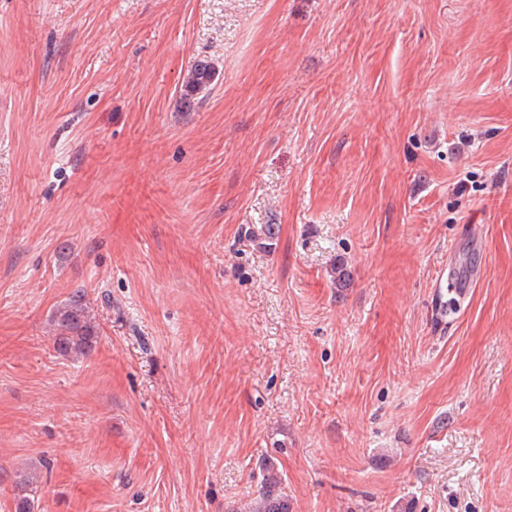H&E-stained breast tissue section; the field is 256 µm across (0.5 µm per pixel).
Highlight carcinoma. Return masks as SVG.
<instances>
[{"label": "carcinoma", "mask_w": 512, "mask_h": 512, "mask_svg": "<svg viewBox=\"0 0 512 512\" xmlns=\"http://www.w3.org/2000/svg\"><path fill=\"white\" fill-rule=\"evenodd\" d=\"M216 74L215 65L207 60L197 62L191 69L185 86V98L205 90ZM460 293L457 289H448V297H439L438 309L447 316L457 312ZM53 327V345L61 356H86L95 347L99 332L93 320L84 291H74L65 303L59 305L51 315ZM265 479L257 490L256 512H291V505L282 478L274 472L270 464L263 467ZM35 500L30 494V483L23 480L14 496V512H34Z\"/></svg>", "instance_id": "carcinoma-1"}]
</instances>
